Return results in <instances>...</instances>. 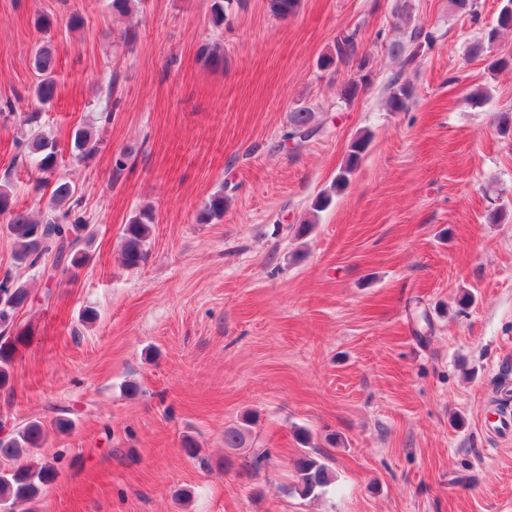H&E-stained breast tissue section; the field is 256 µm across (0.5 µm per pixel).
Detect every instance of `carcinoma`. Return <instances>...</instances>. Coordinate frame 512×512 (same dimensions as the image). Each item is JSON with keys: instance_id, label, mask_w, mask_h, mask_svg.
<instances>
[{"instance_id": "1", "label": "carcinoma", "mask_w": 512, "mask_h": 512, "mask_svg": "<svg viewBox=\"0 0 512 512\" xmlns=\"http://www.w3.org/2000/svg\"><path fill=\"white\" fill-rule=\"evenodd\" d=\"M301 0H266L267 11L276 19L295 15ZM360 44L358 29H347L336 36L333 50L324 54L320 68L328 70L339 62H346L356 55ZM31 64L39 81L32 89L33 96L42 104L54 99L57 92L55 55L51 45L39 46L31 57ZM413 97V89L406 83H391L387 105L393 112L407 107ZM30 126L31 137L25 144L30 163L46 177L54 178L52 195L42 216L37 217L18 206L13 184H0V215L6 217L3 226L8 237L14 242V261L18 265L36 268L52 260V265L66 264V269L82 268L89 255L81 244L89 243L92 233L85 219L77 215L70 201L75 197V184L57 175L59 155L56 140L40 130L39 113L30 112L24 116ZM326 132V125L315 119V111L308 106H298L289 113L288 130L284 140H295L296 147ZM368 139L360 137L349 146L343 167L335 179V187L341 188L349 181L366 150ZM97 147L92 132L87 128L74 131L71 151L77 159L91 154ZM224 216V192L213 193L203 209L197 214L199 224H209ZM155 224L153 209L143 207L135 211L122 231L121 259L127 270L141 267L148 256L152 226ZM33 304L27 285L18 282L11 274L0 279V332H7L13 326L15 317L22 309ZM12 346L0 345V389L12 385L10 372ZM248 420L243 427L224 431V447L243 448L250 433ZM48 440V432L41 421L32 419L18 426L8 434L0 436V507L11 508L17 502L36 503L44 490L53 484L58 470L55 461L40 457L39 450ZM296 482L290 490L301 497H310L330 486L333 473L329 467L304 451L293 461Z\"/></svg>"}]
</instances>
